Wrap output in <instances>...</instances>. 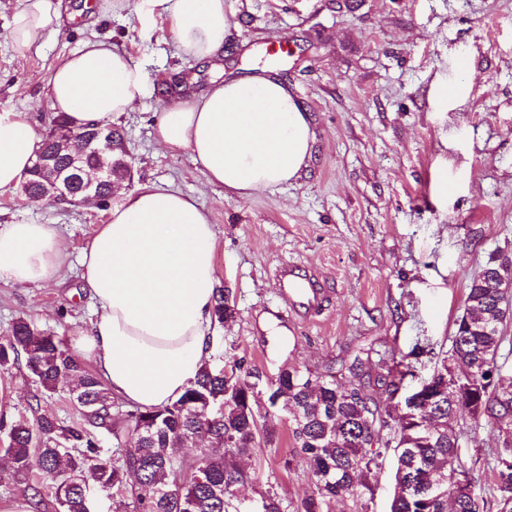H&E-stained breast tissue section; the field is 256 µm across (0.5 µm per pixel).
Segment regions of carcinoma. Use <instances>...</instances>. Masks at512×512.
Segmentation results:
<instances>
[{
  "label": "carcinoma",
  "instance_id": "carcinoma-1",
  "mask_svg": "<svg viewBox=\"0 0 512 512\" xmlns=\"http://www.w3.org/2000/svg\"><path fill=\"white\" fill-rule=\"evenodd\" d=\"M104 128L109 136L100 154L87 155L83 166L90 175L106 163L110 181L97 193L106 207L110 187L129 178L132 158L122 128ZM104 128L91 124L75 129L66 116L51 115L26 179L25 201L43 200L47 183L72 173L69 157L60 149L66 136L92 138ZM507 274L512 276V268L489 258L468 287L450 354L404 398L414 405L407 412L434 418L432 430L420 442V433L407 431L389 410H380L370 391L378 384L387 399L394 400L410 370L382 365L374 374L356 360L352 368L358 382L346 387L318 371L288 369L270 382L273 396L259 415L253 407L259 375L240 362L228 367L215 359L204 362L195 381L173 403L152 411H126V430L135 435L123 440L104 382L73 355L62 337L19 318L0 336V368L25 358L40 392L38 402L53 397L63 380H71L70 398L82 423L66 425L47 413L31 422L1 417L0 434L7 445L0 451L13 475L24 476L36 468L53 482L56 512H98L101 496L124 490L131 471L138 478L135 512H281L276 494L268 491L253 507H241L229 486L242 474L227 455H246L260 439L272 442L276 424L286 420L315 484L303 512H332L337 503L372 491L370 479L391 452L397 458V490L390 512H484L471 468L458 451L457 425L464 415L475 423L512 418V375L495 370L500 326L509 319L499 291L501 277ZM213 314L220 324L235 317L229 290L216 289ZM109 434L124 447L115 461L102 455V437ZM202 435L210 447L201 449L191 463L180 460L183 443ZM373 439L375 448L369 446ZM494 485L497 512H512V446L506 440L497 448Z\"/></svg>",
  "mask_w": 512,
  "mask_h": 512
}]
</instances>
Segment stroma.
<instances>
[{
    "mask_svg": "<svg viewBox=\"0 0 512 512\" xmlns=\"http://www.w3.org/2000/svg\"><path fill=\"white\" fill-rule=\"evenodd\" d=\"M18 60L9 38L17 0H0V111L27 113L44 133L51 109L42 87L52 70L93 36L109 37L150 74L204 87L224 74L266 72L311 113L313 159L298 182L245 199L209 184L189 152L158 148L153 117L168 98L148 94L119 124L134 157V184L165 182L195 197L216 234L217 285L229 289L234 319L212 346L225 363L244 361L271 381L285 366L325 371L349 383L354 360L379 366L416 346L450 350L467 287L489 257L512 259V0H226L236 58L219 66L186 60L167 23L149 8L82 13ZM284 46L271 56V44ZM107 211L19 194L0 197V224H52L68 246L56 283L0 282V336L18 317L64 337L87 330L94 311L80 283L79 256ZM320 274L329 297L309 319L291 316L277 293V268ZM9 419L33 406L68 424L80 414L68 392L37 401L24 363L0 371ZM497 439L465 422L459 450L472 464L479 500L494 499ZM239 500L276 493L281 512H302L313 491L287 424L273 442L237 458ZM372 493L335 512H389L392 463ZM42 497L55 512L52 482L12 477L0 463V512Z\"/></svg>",
    "mask_w": 512,
    "mask_h": 512,
    "instance_id": "1",
    "label": "stroma"
}]
</instances>
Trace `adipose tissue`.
<instances>
[{
    "mask_svg": "<svg viewBox=\"0 0 512 512\" xmlns=\"http://www.w3.org/2000/svg\"><path fill=\"white\" fill-rule=\"evenodd\" d=\"M168 21L177 51L218 61L231 23L226 0H147ZM62 0H18L10 38L18 58L60 32ZM151 86L147 71L123 48L94 37L51 73L43 94L72 126L109 125ZM154 139L186 151L228 198H248L301 178L316 139L310 112L279 80H215L180 95L155 117ZM40 142L26 113H0V196L26 177ZM215 235L208 212L168 184L147 182L120 194L80 258L82 287L96 311L89 330L70 339L113 397L140 409L178 399L210 356ZM66 247L51 224L0 225V282L56 281Z\"/></svg>",
    "mask_w": 512,
    "mask_h": 512,
    "instance_id": "1",
    "label": "adipose tissue"
}]
</instances>
